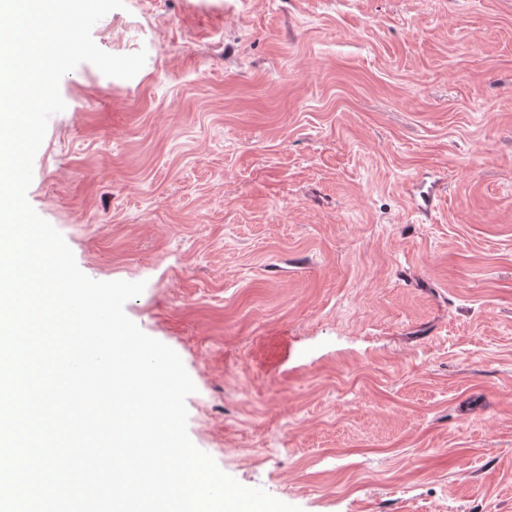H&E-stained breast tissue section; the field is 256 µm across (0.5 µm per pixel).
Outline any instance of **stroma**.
<instances>
[{"mask_svg":"<svg viewBox=\"0 0 512 512\" xmlns=\"http://www.w3.org/2000/svg\"><path fill=\"white\" fill-rule=\"evenodd\" d=\"M27 198L302 512H512V0H126ZM437 196L425 215L411 211Z\"/></svg>","mask_w":512,"mask_h":512,"instance_id":"obj_1","label":"stroma"}]
</instances>
